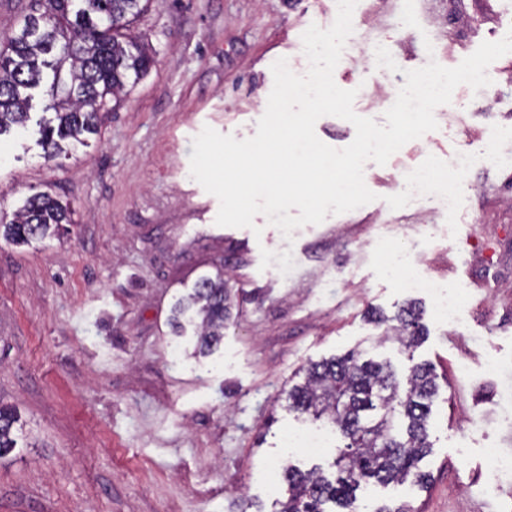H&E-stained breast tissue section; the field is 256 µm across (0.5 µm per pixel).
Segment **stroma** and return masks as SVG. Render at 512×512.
Returning a JSON list of instances; mask_svg holds the SVG:
<instances>
[{"label":"stroma","mask_w":512,"mask_h":512,"mask_svg":"<svg viewBox=\"0 0 512 512\" xmlns=\"http://www.w3.org/2000/svg\"><path fill=\"white\" fill-rule=\"evenodd\" d=\"M337 0H149L130 29L154 50L147 75L101 113L90 147L47 160L37 119L0 137V218L27 195L70 203L61 238L17 246L0 238V405L15 407L20 448L0 456V512H231L285 500L281 464L329 467L335 450L289 445L312 420L285 409L297 372L353 349L390 359L399 377L411 361L438 375L422 464L428 489L379 488L375 498L413 512H512V474L492 477L485 451L512 452V165L475 167L463 180L458 229L439 202L386 198L428 156L484 153L492 126L481 92L459 87L434 111L436 130L406 143L386 165L366 163L375 201L327 214L284 236L264 215L254 228L216 225L219 201L190 174L204 127L242 140L256 133L287 59L306 74L302 35L329 28ZM502 0H465L447 34L445 5L401 24L403 0H364L333 77L356 90L354 111L384 124L377 90L398 82L365 63V39L402 42V67L436 53L457 66L482 42L504 36ZM223 266L234 305L212 355H194L193 330L174 336L172 306ZM461 294L448 326L423 293L401 285V268ZM428 329L414 354L381 341L369 312L393 316L408 301ZM501 368L489 373L485 358ZM472 364L468 381L456 375ZM496 481V496L484 493Z\"/></svg>","instance_id":"stroma-1"}]
</instances>
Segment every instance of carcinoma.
<instances>
[{
  "label": "carcinoma",
  "instance_id": "carcinoma-1",
  "mask_svg": "<svg viewBox=\"0 0 512 512\" xmlns=\"http://www.w3.org/2000/svg\"><path fill=\"white\" fill-rule=\"evenodd\" d=\"M148 0H34L32 12L0 48V137L30 120L31 91L46 87L45 116L39 120L45 157H68L89 145L99 114L108 103L136 84L149 70L153 54L130 33L132 19ZM72 223L71 210L47 192L27 196L0 224V236L29 244ZM179 314L201 319L197 349L209 355L224 339L230 315V290L224 272L204 276L178 300ZM397 325L386 338L406 352L427 328L414 303L394 315ZM408 368L401 385L388 361L352 350L312 362L305 379L288 390V411L325 417L341 431L345 444L336 450L333 477L321 470L282 468L287 500L278 512H360L361 493L369 483L411 482L422 488L429 475L419 463L432 452L428 418L438 393L437 376L427 362ZM15 413L0 406V455L17 447Z\"/></svg>",
  "mask_w": 512,
  "mask_h": 512
}]
</instances>
